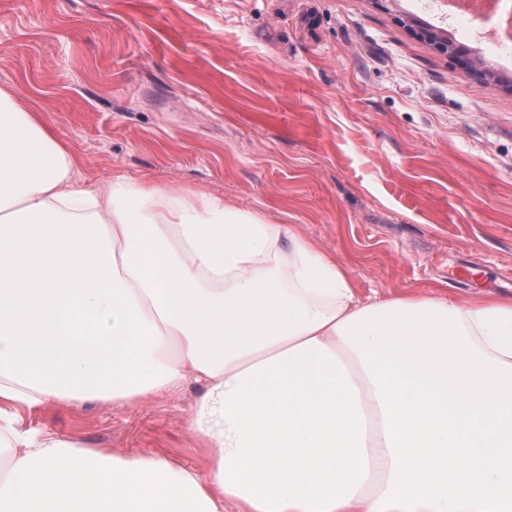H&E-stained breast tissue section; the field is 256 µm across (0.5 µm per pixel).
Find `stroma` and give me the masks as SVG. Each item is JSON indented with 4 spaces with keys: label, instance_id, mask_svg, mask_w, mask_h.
Wrapping results in <instances>:
<instances>
[{
    "label": "stroma",
    "instance_id": "1",
    "mask_svg": "<svg viewBox=\"0 0 512 512\" xmlns=\"http://www.w3.org/2000/svg\"><path fill=\"white\" fill-rule=\"evenodd\" d=\"M419 0H0V88L81 182L150 176L282 224L361 296H512V91L405 26ZM472 278H462V270ZM201 389L51 404L29 424L189 466Z\"/></svg>",
    "mask_w": 512,
    "mask_h": 512
}]
</instances>
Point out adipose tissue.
<instances>
[{"label": "adipose tissue", "instance_id": "1", "mask_svg": "<svg viewBox=\"0 0 512 512\" xmlns=\"http://www.w3.org/2000/svg\"><path fill=\"white\" fill-rule=\"evenodd\" d=\"M41 112L0 89V512H372L392 451L340 324L377 297L282 224L150 180H77ZM456 309L512 364V300ZM203 394L190 467L28 427L52 402Z\"/></svg>", "mask_w": 512, "mask_h": 512}]
</instances>
